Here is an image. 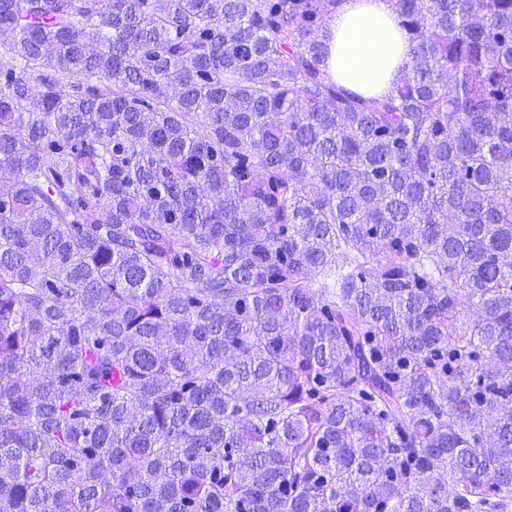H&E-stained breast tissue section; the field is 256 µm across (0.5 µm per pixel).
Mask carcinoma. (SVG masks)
Wrapping results in <instances>:
<instances>
[{
  "label": "carcinoma",
  "instance_id": "cac0c4a2",
  "mask_svg": "<svg viewBox=\"0 0 512 512\" xmlns=\"http://www.w3.org/2000/svg\"><path fill=\"white\" fill-rule=\"evenodd\" d=\"M344 2L0 0V512H512V0ZM344 5L330 26L329 70L353 90L387 93L410 60V43L391 1L348 0Z\"/></svg>",
  "mask_w": 512,
  "mask_h": 512
}]
</instances>
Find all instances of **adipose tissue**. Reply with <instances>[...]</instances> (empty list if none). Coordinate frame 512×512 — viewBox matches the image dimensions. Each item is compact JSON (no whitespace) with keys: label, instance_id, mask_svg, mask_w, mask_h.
Instances as JSON below:
<instances>
[{"label":"adipose tissue","instance_id":"ef3b65f1","mask_svg":"<svg viewBox=\"0 0 512 512\" xmlns=\"http://www.w3.org/2000/svg\"><path fill=\"white\" fill-rule=\"evenodd\" d=\"M331 33L328 67L353 90L387 93L410 60V43L391 0H347Z\"/></svg>","mask_w":512,"mask_h":512}]
</instances>
